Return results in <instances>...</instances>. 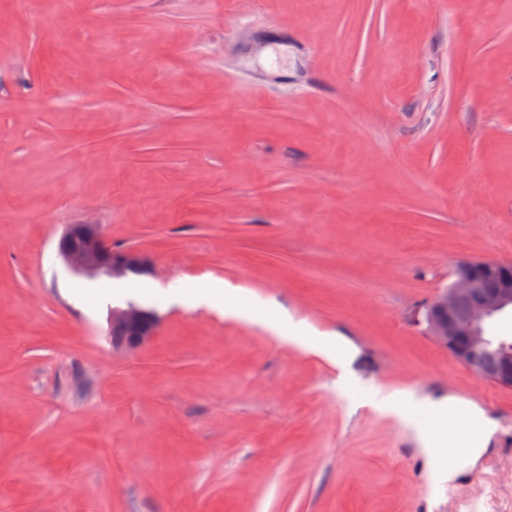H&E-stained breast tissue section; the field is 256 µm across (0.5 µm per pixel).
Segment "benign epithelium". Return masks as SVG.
Wrapping results in <instances>:
<instances>
[{"label": "benign epithelium", "mask_w": 512, "mask_h": 512, "mask_svg": "<svg viewBox=\"0 0 512 512\" xmlns=\"http://www.w3.org/2000/svg\"><path fill=\"white\" fill-rule=\"evenodd\" d=\"M56 251L63 263L75 274L88 277H121L131 273L148 274L151 258L137 248L115 249L99 224H67L56 240ZM503 267L496 260L461 263L455 272L452 288L438 294L417 312V322L438 345L446 349L482 378L512 387V340L493 342L487 336L488 324L512 309V274L493 271ZM472 300L467 314L458 312L461 298ZM157 317L136 307L113 312L108 335L112 345L133 351L156 335ZM489 350L493 364L476 365V355Z\"/></svg>", "instance_id": "benign-epithelium-1"}]
</instances>
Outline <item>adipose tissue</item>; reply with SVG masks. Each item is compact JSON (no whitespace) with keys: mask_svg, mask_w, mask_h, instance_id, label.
<instances>
[{"mask_svg":"<svg viewBox=\"0 0 512 512\" xmlns=\"http://www.w3.org/2000/svg\"><path fill=\"white\" fill-rule=\"evenodd\" d=\"M269 324L283 337L301 344L308 352L336 364L351 357L348 345L337 336H324L285 312H270ZM379 407L401 413L417 432L433 474L454 481L468 472L487 452L498 430V422L476 404L457 397L420 402L398 392L374 394Z\"/></svg>","mask_w":512,"mask_h":512,"instance_id":"obj_1","label":"adipose tissue"}]
</instances>
